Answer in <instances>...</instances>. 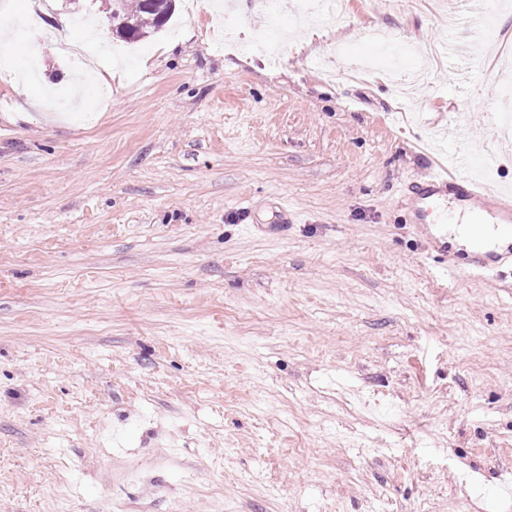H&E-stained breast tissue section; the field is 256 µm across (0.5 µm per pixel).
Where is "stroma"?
Returning <instances> with one entry per match:
<instances>
[{"instance_id":"35a3bbf8","label":"stroma","mask_w":512,"mask_h":512,"mask_svg":"<svg viewBox=\"0 0 512 512\" xmlns=\"http://www.w3.org/2000/svg\"><path fill=\"white\" fill-rule=\"evenodd\" d=\"M186 2L86 122L55 45L25 81L0 44V512H512V286L407 190L459 153L512 185V0Z\"/></svg>"}]
</instances>
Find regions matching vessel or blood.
Returning a JSON list of instances; mask_svg holds the SVG:
<instances>
[{
    "label": "vessel or blood",
    "instance_id": "vessel-or-blood-1",
    "mask_svg": "<svg viewBox=\"0 0 512 512\" xmlns=\"http://www.w3.org/2000/svg\"><path fill=\"white\" fill-rule=\"evenodd\" d=\"M471 163L470 156L458 155L454 167L435 164L430 166L424 177L411 184L420 204L418 217L429 214L435 217L436 235L432 240V253L435 258L450 265L454 264L455 259L448 248V214L443 205L449 190H456L462 198L473 201L495 199L497 213L503 222L501 232L512 239V191L492 188L470 176L467 169ZM471 228L475 245L468 264L477 270L487 269L496 260L497 254L485 248L483 224L475 222Z\"/></svg>",
    "mask_w": 512,
    "mask_h": 512
}]
</instances>
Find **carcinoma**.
Masks as SVG:
<instances>
[{"label":"carcinoma","instance_id":"carcinoma-1","mask_svg":"<svg viewBox=\"0 0 512 512\" xmlns=\"http://www.w3.org/2000/svg\"><path fill=\"white\" fill-rule=\"evenodd\" d=\"M111 10L117 12L112 19L116 25L126 21L117 37L126 43L140 42L162 31L174 14L175 0H108Z\"/></svg>","mask_w":512,"mask_h":512}]
</instances>
